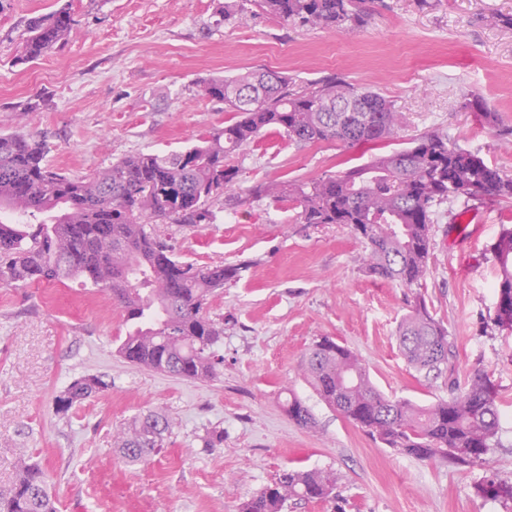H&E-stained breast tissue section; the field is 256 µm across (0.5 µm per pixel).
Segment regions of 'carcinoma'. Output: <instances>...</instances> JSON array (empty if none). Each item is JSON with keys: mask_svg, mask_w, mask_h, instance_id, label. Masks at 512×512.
Here are the masks:
<instances>
[{"mask_svg": "<svg viewBox=\"0 0 512 512\" xmlns=\"http://www.w3.org/2000/svg\"><path fill=\"white\" fill-rule=\"evenodd\" d=\"M299 28L361 27L370 12L359 0H230L216 24L240 25L257 13ZM75 20L69 4L30 18L17 60L33 62L64 43ZM200 95L224 103L231 122L180 151L135 153L82 177L52 167L45 141L22 133L0 134V282L13 286L80 279L106 292L129 324L117 353L127 362L176 377L214 381L224 365V318L209 312L211 296L239 277L240 267L181 260L150 224H211L212 204L233 190L235 156L275 128L303 147L319 142L359 148L393 138L403 117L381 94L342 76L296 86L268 70L212 76ZM250 193L297 209L296 223L343 224L367 245L368 276L419 286L427 272L432 224L438 206L460 197L512 200V175L482 157L425 131L410 146L374 155L365 163L307 182L271 181ZM497 300L491 320L512 333V228L493 245ZM397 343L407 364L438 377L456 356L448 329L417 297L400 322ZM302 372L320 398L374 440L419 460L442 456L460 465H489L500 429L498 390L476 373L461 386L448 380V399L418 405L391 399L348 348L328 337L306 354ZM97 375L73 378L56 399V412L106 391ZM289 419L313 429L316 419L294 393L284 403ZM174 423L162 411L128 422L116 448L128 463L159 455ZM336 477L317 469H292L241 503L240 512H283L290 500L334 498ZM483 498L512 504V481L486 476L475 485ZM0 512H57L45 472L30 459L0 490Z\"/></svg>", "mask_w": 512, "mask_h": 512, "instance_id": "1", "label": "carcinoma"}]
</instances>
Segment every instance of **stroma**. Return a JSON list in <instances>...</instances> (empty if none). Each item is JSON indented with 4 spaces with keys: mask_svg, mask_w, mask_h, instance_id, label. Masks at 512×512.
Listing matches in <instances>:
<instances>
[{
    "mask_svg": "<svg viewBox=\"0 0 512 512\" xmlns=\"http://www.w3.org/2000/svg\"><path fill=\"white\" fill-rule=\"evenodd\" d=\"M57 0H0V133H31L49 162L83 176L138 152L183 149L230 120L200 96V80L252 67L303 85L331 74L380 92L403 115V148L431 129L512 174V0H376L361 29L305 30L259 14L245 26L216 24L219 0H71L69 39L39 60L15 61L29 18ZM47 108L22 112L34 97ZM484 99L481 111L466 98ZM371 152L330 142L305 147L267 129L236 157L235 205L213 206L214 223L156 224L179 254L200 265H236V281L210 299L224 319V368L211 382L150 371L120 358L122 312L80 281L0 284V488L15 462L41 463L57 512H239L284 470L333 472L336 497L292 501L285 512H506L475 485L494 471L512 480V333H488L496 302L491 253L512 201L455 200L432 226L428 268L412 288L373 279L366 248L341 224L296 221L291 203L250 195L262 181H309L360 165ZM237 218L225 223V215ZM456 344L452 376L410 369L396 330L415 298ZM352 350L386 396L425 405L448 381L478 372L496 383L500 430L489 467L418 460L372 440L316 394L301 361L321 337ZM112 386L56 412L72 377ZM308 405L313 430L290 420L288 394ZM165 412L174 433L163 452L130 465L115 446L133 417ZM224 441L206 447L212 429Z\"/></svg>",
    "mask_w": 512,
    "mask_h": 512,
    "instance_id": "35a3bbf8",
    "label": "stroma"
}]
</instances>
